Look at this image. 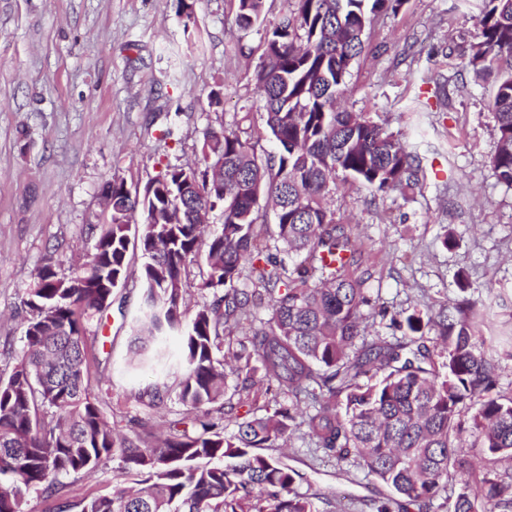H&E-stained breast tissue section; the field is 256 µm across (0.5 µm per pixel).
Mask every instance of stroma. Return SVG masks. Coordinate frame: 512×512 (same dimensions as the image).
Wrapping results in <instances>:
<instances>
[{
	"instance_id": "stroma-1",
	"label": "stroma",
	"mask_w": 512,
	"mask_h": 512,
	"mask_svg": "<svg viewBox=\"0 0 512 512\" xmlns=\"http://www.w3.org/2000/svg\"><path fill=\"white\" fill-rule=\"evenodd\" d=\"M193 11L188 30L178 0H0V371L23 346L21 301L36 268L53 252L69 274L92 251L89 227L108 219L100 205L107 180L117 175L138 190L166 166L197 161L206 128L220 122L262 131L253 71L263 29H238V0H193ZM478 12V0H406L374 18L350 68L342 109L406 140L421 167L416 185L387 194L339 178L328 199L337 222L358 225L373 266L374 305L365 311L373 337L393 334L378 309L436 311L491 288L505 305L486 317L483 332L512 336V187L490 164L491 87L466 66ZM129 259L134 275L114 291L112 314L87 324L89 375L99 379L96 360L111 345L105 414L115 423H161L184 408L172 397L150 405L143 393L159 376L127 359L141 304L140 250ZM286 452L302 476L296 490L315 504L372 512L389 494L359 466L323 457L300 436ZM128 482L111 461L65 477L62 494L75 503Z\"/></svg>"
}]
</instances>
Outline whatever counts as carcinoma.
Masks as SVG:
<instances>
[{
	"mask_svg": "<svg viewBox=\"0 0 512 512\" xmlns=\"http://www.w3.org/2000/svg\"><path fill=\"white\" fill-rule=\"evenodd\" d=\"M405 0H295L265 30L254 71L265 131L276 151L219 123L204 132L201 166L169 165L150 181V198L114 175L112 223L100 230L78 272L65 275L48 256L22 300L23 347L0 374V512H24V494L53 496L61 478L116 459L134 486L57 512H319L294 489L302 475L264 450L285 446L297 430L316 449L351 458L395 497L375 512H427L443 494L453 512H512V396L497 392L501 360L481 329L495 301L464 298L436 313L390 316L402 332L368 339L366 282L358 226L336 222L325 199L339 175L388 193L417 181L418 156L372 120L341 111L352 62L373 17ZM265 20V0H238L237 23ZM466 67L491 82L498 134L491 158L512 186V0H481ZM272 202L274 230L258 201ZM218 207L220 228L198 215ZM144 225L130 238L131 222ZM275 241L277 247L270 246ZM141 250V315L131 327L134 359L156 366L179 342L186 412L155 436L153 424L112 426L92 386L86 324L112 310V290L129 276L128 252ZM280 250L279 258L272 250ZM205 256L199 288L213 299L186 317L183 273ZM246 279L250 287H239ZM263 310L267 319L250 320ZM243 330L237 346L226 341ZM262 380L288 406L235 416L224 436L227 373ZM313 401L312 410L300 406ZM480 458L473 465L461 449Z\"/></svg>",
	"mask_w": 512,
	"mask_h": 512,
	"instance_id": "cac0c4a2",
	"label": "carcinoma"
}]
</instances>
